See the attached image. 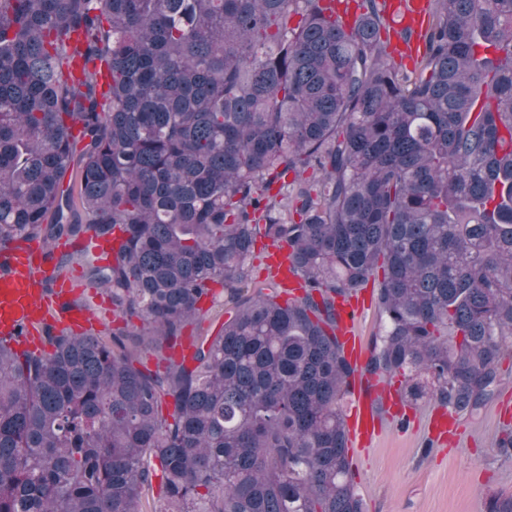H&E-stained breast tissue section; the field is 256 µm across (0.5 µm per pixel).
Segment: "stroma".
Listing matches in <instances>:
<instances>
[{
	"label": "stroma",
	"instance_id": "35a3bbf8",
	"mask_svg": "<svg viewBox=\"0 0 512 512\" xmlns=\"http://www.w3.org/2000/svg\"><path fill=\"white\" fill-rule=\"evenodd\" d=\"M500 371L495 397L476 415L456 416L448 436L431 437L435 405L423 400L410 423L385 424L370 447L351 449L365 512H486L492 497L512 494V458L495 447L500 409L512 404V360Z\"/></svg>",
	"mask_w": 512,
	"mask_h": 512
}]
</instances>
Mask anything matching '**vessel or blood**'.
<instances>
[{
    "mask_svg": "<svg viewBox=\"0 0 512 512\" xmlns=\"http://www.w3.org/2000/svg\"><path fill=\"white\" fill-rule=\"evenodd\" d=\"M384 13L399 29L409 32V47L419 44L429 22L427 0H385ZM270 265L281 287H296L287 249L272 250ZM56 266L55 250L43 243L0 246V341L16 351L40 349V332L46 325L59 332L73 326H94L86 310L72 299L74 281L57 274ZM369 305L370 298L364 291L337 303V342L345 356L356 364L364 358V340L356 320ZM382 398V403H375L361 378L351 379L345 417L350 445L363 448L372 444L382 430V409L394 408L400 416L410 417V408L401 401L399 382L384 388Z\"/></svg>",
    "mask_w": 512,
    "mask_h": 512,
    "instance_id": "1",
    "label": "vessel or blood"
}]
</instances>
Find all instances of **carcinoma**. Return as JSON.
<instances>
[{
    "label": "carcinoma",
    "instance_id": "obj_1",
    "mask_svg": "<svg viewBox=\"0 0 512 512\" xmlns=\"http://www.w3.org/2000/svg\"><path fill=\"white\" fill-rule=\"evenodd\" d=\"M6 0L0 244L112 240L88 276L134 332L0 342V512H363L355 372L474 413L512 354V0H431L412 69L381 0ZM304 283L249 286L257 239ZM378 280L364 366L336 298ZM226 296L223 294L215 304H202V310L188 327L187 336L213 335L227 318Z\"/></svg>",
    "mask_w": 512,
    "mask_h": 512
}]
</instances>
